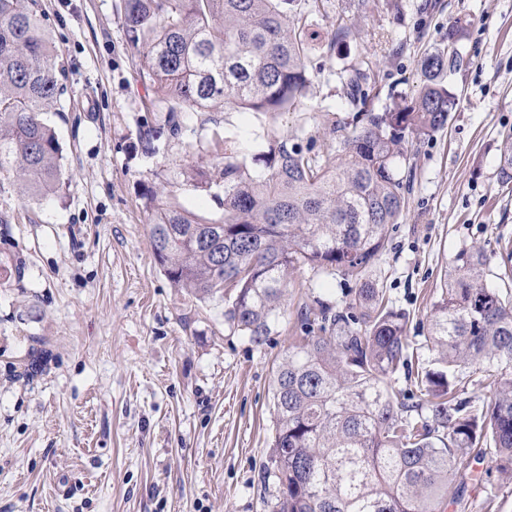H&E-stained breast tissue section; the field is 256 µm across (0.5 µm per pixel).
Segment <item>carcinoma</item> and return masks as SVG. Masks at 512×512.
<instances>
[{"label":"carcinoma","mask_w":512,"mask_h":512,"mask_svg":"<svg viewBox=\"0 0 512 512\" xmlns=\"http://www.w3.org/2000/svg\"><path fill=\"white\" fill-rule=\"evenodd\" d=\"M322 0H124V24L136 66L154 87L146 108L178 113L232 109L275 114L304 105L311 82L310 27ZM354 36L337 25L326 47ZM442 51L421 61L416 96L377 112L368 69L342 76L352 120L332 118L329 148L315 149L270 131L254 160L237 141L222 145L224 219L210 222L144 188L152 213L150 245L165 274L200 299L229 296L227 320L255 343L271 333L288 271L354 279L343 310L319 304L303 318L301 342L273 378L276 424L272 463L275 512H438L455 498L464 456L492 453L512 478V298L483 282L484 249L457 252L425 336L430 365L415 381L420 402L390 392L414 352L407 314L366 279L390 244L410 189L408 147L442 128L455 106L438 82ZM56 48L35 10L0 0V173L28 194L62 186V149L42 117L62 94ZM512 183V138L498 166ZM474 382L492 395L480 411L466 397Z\"/></svg>","instance_id":"obj_1"}]
</instances>
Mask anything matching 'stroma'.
Wrapping results in <instances>:
<instances>
[{
	"label": "stroma",
	"mask_w": 512,
	"mask_h": 512,
	"mask_svg": "<svg viewBox=\"0 0 512 512\" xmlns=\"http://www.w3.org/2000/svg\"><path fill=\"white\" fill-rule=\"evenodd\" d=\"M66 74L48 113L64 185L48 198L0 174V512H274L275 366L316 301L345 305L352 283L304 267L288 278L263 344L225 317L227 304L175 287L150 247L153 187L210 221L224 210L196 171L218 176L213 136L253 155L267 132L327 145L329 114L349 117L341 75L368 63L377 111L423 83L421 59L464 21L459 58L439 81L455 97L447 124L409 150L412 190L369 278L409 313L407 339L431 354L422 324L455 254L483 247L484 278L512 295V185L497 180L512 134V0H324L302 109L275 115L213 104L184 135L147 152L149 81L125 42L122 0H38ZM356 41L324 48L337 25ZM43 371L30 375L34 352ZM444 512H512V481L492 456L470 460Z\"/></svg>",
	"instance_id": "1"
}]
</instances>
